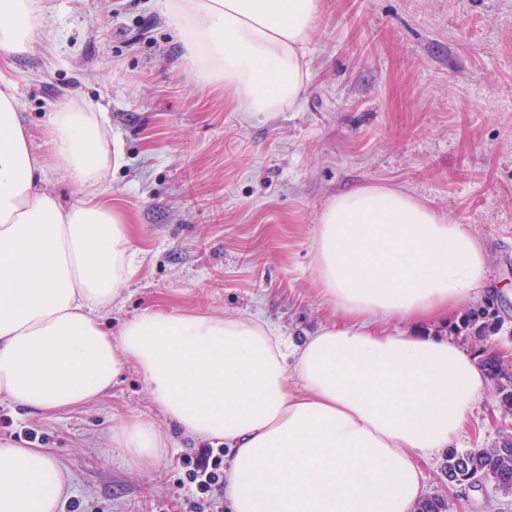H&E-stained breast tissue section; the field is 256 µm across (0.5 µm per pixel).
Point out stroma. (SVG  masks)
Listing matches in <instances>:
<instances>
[{
	"instance_id": "obj_1",
	"label": "stroma",
	"mask_w": 512,
	"mask_h": 512,
	"mask_svg": "<svg viewBox=\"0 0 512 512\" xmlns=\"http://www.w3.org/2000/svg\"><path fill=\"white\" fill-rule=\"evenodd\" d=\"M36 51L0 56L43 187L70 202L47 143L51 112L106 113L123 161L106 186L126 216L139 272L110 310L118 330L147 309L258 316L295 338L336 318L319 296L312 243L320 211L360 184L383 183L464 225L487 249L493 337L512 357V0H322L311 80L293 111L243 112L223 88H198L156 0H48ZM138 416L170 437L157 465L132 467L111 428ZM487 392L459 445L498 436ZM61 464L60 512H226L224 489L187 473L203 444L180 435L128 367L76 408L0 401V445Z\"/></svg>"
}]
</instances>
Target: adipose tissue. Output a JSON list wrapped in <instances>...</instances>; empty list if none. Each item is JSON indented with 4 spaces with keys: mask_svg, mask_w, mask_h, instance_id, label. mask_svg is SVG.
Masks as SVG:
<instances>
[{
    "mask_svg": "<svg viewBox=\"0 0 512 512\" xmlns=\"http://www.w3.org/2000/svg\"><path fill=\"white\" fill-rule=\"evenodd\" d=\"M158 3L197 87H223L255 115L305 93L320 0ZM44 22L43 0H0V53L33 50ZM104 120L73 103L52 113L47 135L79 191L62 203L0 85V399L81 406L132 363L182 435L223 440L228 512H414L420 460L455 447L491 386L477 354L424 329L484 294L482 243L409 194L359 185L319 213L312 245L335 323L295 341L257 317L147 310L113 335L99 314L137 266L124 216L103 200L122 159ZM112 442L147 469L169 438L127 417ZM66 482L44 452L0 446V512H59Z\"/></svg>",
    "mask_w": 512,
    "mask_h": 512,
    "instance_id": "1",
    "label": "adipose tissue"
}]
</instances>
